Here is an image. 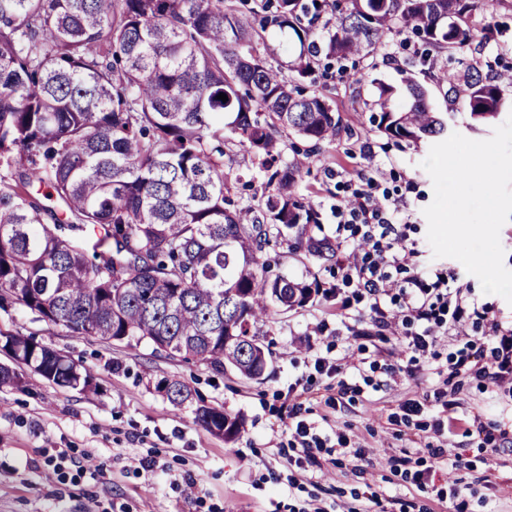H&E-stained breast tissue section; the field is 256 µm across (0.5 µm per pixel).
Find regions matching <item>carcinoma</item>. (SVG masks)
<instances>
[{"label":"carcinoma","instance_id":"obj_1","mask_svg":"<svg viewBox=\"0 0 512 512\" xmlns=\"http://www.w3.org/2000/svg\"><path fill=\"white\" fill-rule=\"evenodd\" d=\"M485 0H264L263 23L299 44L292 76L268 65L236 0H0V307L11 300L73 336L167 345L176 355L246 377L268 360L258 342L271 306L306 305L318 289L271 276L272 244L333 257L310 233L312 202L296 196L305 160L283 158L282 134L331 142L346 126L301 82L319 57H372L409 29L429 51L461 49L488 26ZM475 121L505 106L499 81L475 68L437 70ZM409 101L379 84L372 123L390 139L447 133L425 89ZM227 101L218 99L219 94ZM268 175L261 195L233 199L237 150ZM49 188L43 203L34 183ZM91 229L92 254L70 236ZM0 350L65 388L90 386L60 353L31 336H0ZM178 407L191 391L170 381ZM210 432L235 440L236 419L197 410Z\"/></svg>","mask_w":512,"mask_h":512}]
</instances>
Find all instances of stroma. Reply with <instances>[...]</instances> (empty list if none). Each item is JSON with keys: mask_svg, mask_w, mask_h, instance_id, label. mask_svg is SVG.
<instances>
[{"mask_svg": "<svg viewBox=\"0 0 512 512\" xmlns=\"http://www.w3.org/2000/svg\"><path fill=\"white\" fill-rule=\"evenodd\" d=\"M481 19L493 31L490 40H475L440 66L492 74L512 66V0H497ZM414 50L409 34L393 32L375 60H348L305 80L306 91L324 94L352 133L312 154L296 191L314 202L319 234L332 239L337 200L351 196L359 172L382 171L383 188L403 194L412 214L417 264L447 270L450 285L463 291L464 320L437 336L428 352L412 354L401 323L377 333L367 302L352 299L354 286L340 265L348 249L325 261L283 245L267 253L273 274L315 279L321 288L305 307L277 310L266 320L261 340L271 356L258 378L169 357L145 342L74 337L9 303L0 308V332L34 337L90 372L92 381L84 391L62 388L0 352V364L12 365L17 379L0 386V512H391L396 499L407 503V512H512V447L487 442L471 427L476 419L512 421V385L449 374L458 349L486 342L490 321L512 327V305L483 293L459 261L433 255L423 214L433 183L421 166L432 139L393 140L369 122L378 85L393 86L402 104L409 76L426 87L433 111L454 113L445 87ZM454 115L453 129L463 136H492L496 122ZM367 144L375 152L370 161L361 154ZM340 295L349 297L347 308L337 305ZM317 356L337 372H317ZM172 379L192 391L179 408L162 389ZM341 380L350 386L343 396ZM442 387L458 422L453 433L438 435L442 408L432 395ZM410 399L423 401L422 413L389 424V414ZM296 402L316 433L331 441L315 453L323 466L315 474L294 463L288 410ZM203 405L237 419L234 443L199 423L196 410ZM340 433L347 447L333 446ZM437 446L442 455H432ZM143 459L150 469L139 468ZM424 469L434 470L435 479L420 489L410 474Z\"/></svg>", "mask_w": 512, "mask_h": 512, "instance_id": "35a3bbf8", "label": "stroma"}]
</instances>
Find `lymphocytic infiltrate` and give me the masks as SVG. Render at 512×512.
<instances>
[{
	"label": "lymphocytic infiltrate",
	"instance_id": "lymphocytic-infiltrate-1",
	"mask_svg": "<svg viewBox=\"0 0 512 512\" xmlns=\"http://www.w3.org/2000/svg\"><path fill=\"white\" fill-rule=\"evenodd\" d=\"M362 187L351 199L337 203L336 230L348 232L362 251L356 262L348 264L346 276L353 281L360 298L366 299L379 328H387L388 310L383 296L396 293L401 302L402 322L411 326L408 349L426 352L433 345L436 330L459 323L464 314L460 289L450 287L442 270L427 268L409 271L417 254L407 246L411 217L402 198L382 190L375 176L361 175ZM405 270L400 283H392L388 267ZM453 373L472 372L492 382L512 376V329L493 336L486 353L459 351Z\"/></svg>",
	"mask_w": 512,
	"mask_h": 512
}]
</instances>
